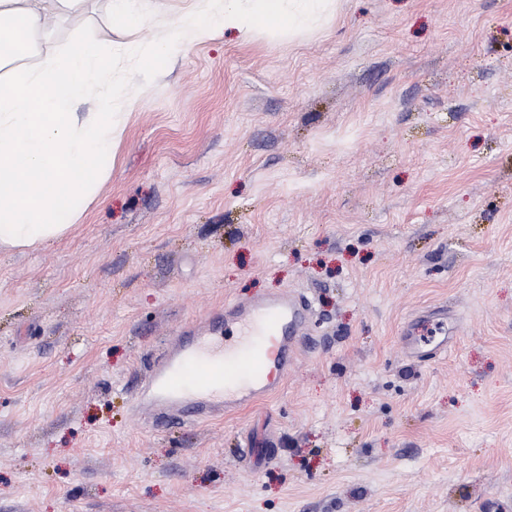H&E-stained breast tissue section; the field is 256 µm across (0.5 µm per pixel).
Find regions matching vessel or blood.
<instances>
[{
  "mask_svg": "<svg viewBox=\"0 0 512 512\" xmlns=\"http://www.w3.org/2000/svg\"><path fill=\"white\" fill-rule=\"evenodd\" d=\"M309 315L308 299L297 292L225 303L168 342L137 405L161 419H206L273 396L299 356ZM447 323L444 309L407 322L402 340L411 357L423 361L447 351L453 343Z\"/></svg>",
  "mask_w": 512,
  "mask_h": 512,
  "instance_id": "1",
  "label": "vessel or blood"
}]
</instances>
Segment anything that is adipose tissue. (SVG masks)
Wrapping results in <instances>:
<instances>
[{"mask_svg":"<svg viewBox=\"0 0 512 512\" xmlns=\"http://www.w3.org/2000/svg\"><path fill=\"white\" fill-rule=\"evenodd\" d=\"M84 0H0V246L36 248L67 234L71 218L112 169L122 133L116 112L85 110L87 91L112 95V55L96 33L45 38L46 20ZM333 0H197L169 40L125 46L159 74L170 43L184 46L220 26L242 36L295 35L328 15Z\"/></svg>","mask_w":512,"mask_h":512,"instance_id":"1","label":"adipose tissue"}]
</instances>
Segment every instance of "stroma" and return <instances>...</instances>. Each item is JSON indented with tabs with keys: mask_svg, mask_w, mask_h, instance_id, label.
<instances>
[{
	"mask_svg": "<svg viewBox=\"0 0 512 512\" xmlns=\"http://www.w3.org/2000/svg\"><path fill=\"white\" fill-rule=\"evenodd\" d=\"M89 0L59 42L162 38ZM130 103L60 240L0 247V512H512V0H339L310 33L216 30ZM311 301L283 388L206 421L136 391L228 300ZM447 307L448 352L408 320ZM434 321V325L438 329V335L442 337L437 339L435 336L432 339H427L425 333L430 323ZM447 323V308L438 310L430 318L419 317L407 322L401 332V336H403V344L411 357L423 361L430 358L434 353L447 351L454 341V336H447ZM426 346H430V348H426Z\"/></svg>",
	"mask_w": 512,
	"mask_h": 512,
	"instance_id": "35a3bbf8",
	"label": "stroma"
}]
</instances>
